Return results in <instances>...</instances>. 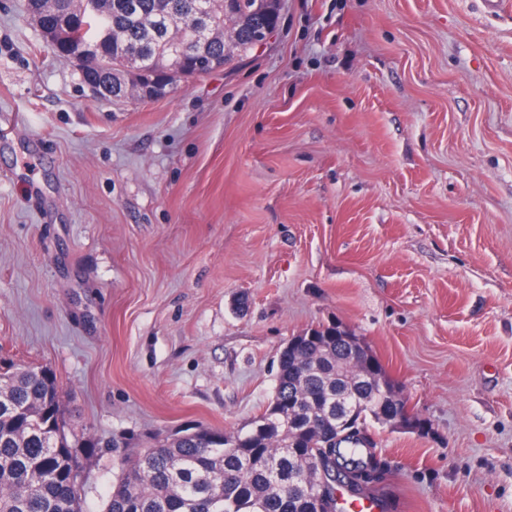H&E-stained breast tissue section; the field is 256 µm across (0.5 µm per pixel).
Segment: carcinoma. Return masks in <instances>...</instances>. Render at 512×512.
Masks as SVG:
<instances>
[{"mask_svg":"<svg viewBox=\"0 0 512 512\" xmlns=\"http://www.w3.org/2000/svg\"><path fill=\"white\" fill-rule=\"evenodd\" d=\"M201 3L208 6L204 23L217 35L189 44L187 66L204 62L203 75L253 49L256 33L277 27L280 18L254 9L252 0H28L32 14H61L62 39L53 47L60 57L73 45L108 37L92 71L80 75L85 86L107 89L103 101L124 99L131 81L177 85L181 77L169 74L170 46L194 37ZM127 46L141 50L135 68L122 59ZM347 357L335 328H310L296 349L278 356L275 390L262 414L269 433L256 435L250 425L216 429L207 441L188 430L157 435L123 463L106 512H319L335 500L336 469L363 475L367 450L358 441L318 437L311 421L341 400L362 405L355 419L370 423L378 414L374 391L393 384L379 361L373 380L355 381L341 370ZM297 361L308 363L307 374L292 373ZM65 411L51 369L0 365V512H82V473L101 441L72 432ZM298 478L320 497L295 496Z\"/></svg>","mask_w":512,"mask_h":512,"instance_id":"obj_1","label":"carcinoma"}]
</instances>
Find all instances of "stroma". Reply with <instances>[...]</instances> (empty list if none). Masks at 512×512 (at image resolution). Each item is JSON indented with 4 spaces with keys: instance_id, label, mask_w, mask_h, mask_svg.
<instances>
[{
    "instance_id": "35a3bbf8",
    "label": "stroma",
    "mask_w": 512,
    "mask_h": 512,
    "mask_svg": "<svg viewBox=\"0 0 512 512\" xmlns=\"http://www.w3.org/2000/svg\"><path fill=\"white\" fill-rule=\"evenodd\" d=\"M0 0V354L104 446L264 412L291 337L363 336L429 433L377 430L384 512H512V12L281 0L168 96L93 98Z\"/></svg>"
}]
</instances>
